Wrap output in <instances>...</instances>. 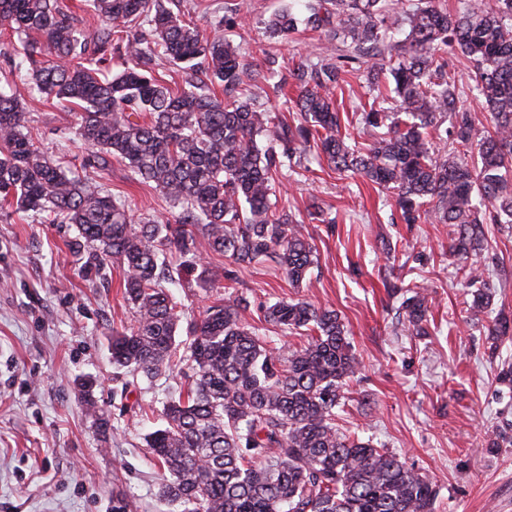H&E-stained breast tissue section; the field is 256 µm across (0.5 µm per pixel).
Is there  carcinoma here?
Masks as SVG:
<instances>
[{"label":"carcinoma","mask_w":512,"mask_h":512,"mask_svg":"<svg viewBox=\"0 0 512 512\" xmlns=\"http://www.w3.org/2000/svg\"><path fill=\"white\" fill-rule=\"evenodd\" d=\"M89 2L100 21L93 33L65 0H0V30L24 38L20 50L1 41L0 57L25 73L0 88V204L74 225L89 268H122L133 323L109 340L115 366L147 379L183 375L163 424L146 435L169 474L163 500L172 512H435L437 490L425 475L336 428L343 389L359 369L336 310L302 300L265 307L262 321L307 337L299 349L271 346L233 292L185 316L166 287L181 283L182 267L167 253L200 266V288L215 287L204 255L241 267L272 261L302 284L314 248L275 198L283 168L311 145L334 170L392 193L403 223L430 215L450 226L452 255L482 251L483 225L512 224V0H464L454 14L438 0L408 9L403 0H320L308 22L336 44L324 62L296 68L297 95L284 101L299 112L295 125L247 96L221 100L191 79L174 89L148 70L161 60L239 86V50L219 33H201L162 0ZM140 23L149 29L132 32ZM297 25L288 9L265 31L286 40ZM450 46L489 112L488 130L458 106ZM361 77L374 88L393 81V106L361 112L384 132L358 148L342 135L337 95ZM29 100L75 105L76 133L93 148L87 166L128 161L133 179L176 212L136 221L93 177L60 166L25 132ZM465 278L478 317L491 300L483 271L471 266ZM427 304L421 286L404 300L418 333Z\"/></svg>","instance_id":"carcinoma-1"}]
</instances>
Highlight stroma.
<instances>
[{
  "label": "stroma",
  "instance_id": "obj_1",
  "mask_svg": "<svg viewBox=\"0 0 512 512\" xmlns=\"http://www.w3.org/2000/svg\"><path fill=\"white\" fill-rule=\"evenodd\" d=\"M167 9L204 33L220 28L246 69L241 91L257 103L277 102L274 85L288 80V60L313 65L331 42L307 24V0H164ZM293 8L300 24L285 42L264 23ZM67 105L32 101L26 126L35 143L68 170L83 171L87 148L71 138ZM96 179L127 200L134 217L169 216L172 206L133 180L126 161L109 158ZM277 199L300 224L316 261L301 286L266 263L225 277L224 258L209 261L218 285L246 296L248 320L279 300L303 299L335 309L361 370L336 409L344 434L400 454L427 475L437 512H512V331L493 338L471 319L460 262L448 253V227L434 220L398 222L394 200L369 180L340 173L326 159L294 166ZM332 216L326 224L310 206ZM486 265L493 292L489 316L512 317V226L488 224ZM75 227L32 213L0 210V512H168L160 497L164 472L145 434L181 376L128 381L112 366L109 339L129 326L123 271L87 272ZM394 245L387 259L385 245ZM428 293L427 335L408 327L396 287L409 281ZM107 427L87 415L80 380Z\"/></svg>",
  "mask_w": 512,
  "mask_h": 512
}]
</instances>
